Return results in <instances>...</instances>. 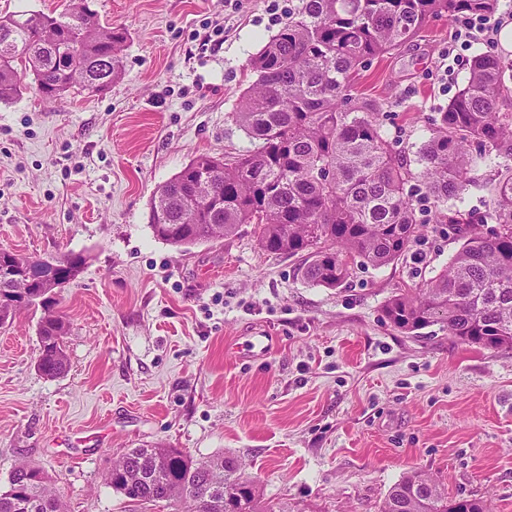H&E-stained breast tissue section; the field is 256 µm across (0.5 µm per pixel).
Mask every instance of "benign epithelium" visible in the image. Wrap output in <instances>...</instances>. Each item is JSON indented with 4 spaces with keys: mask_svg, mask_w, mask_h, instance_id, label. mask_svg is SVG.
<instances>
[{
    "mask_svg": "<svg viewBox=\"0 0 512 512\" xmlns=\"http://www.w3.org/2000/svg\"><path fill=\"white\" fill-rule=\"evenodd\" d=\"M69 264L60 263L56 259H42L39 263H19L11 257L4 259L0 264V277L15 284L22 281L26 291L18 294L10 291V297L1 298L0 302L12 306L30 304L37 306L53 298L56 291L66 285L70 277L66 275Z\"/></svg>",
    "mask_w": 512,
    "mask_h": 512,
    "instance_id": "obj_1",
    "label": "benign epithelium"
}]
</instances>
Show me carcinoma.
<instances>
[{"label": "carcinoma", "mask_w": 512, "mask_h": 512, "mask_svg": "<svg viewBox=\"0 0 512 512\" xmlns=\"http://www.w3.org/2000/svg\"><path fill=\"white\" fill-rule=\"evenodd\" d=\"M499 0H301L251 61L255 80L233 114L254 148L228 159L193 158L161 185L150 214L156 238L175 247L223 239L255 225L261 248L299 255L301 277L336 288L359 257L374 267L403 256L419 232L406 186L418 181L442 206L462 200L475 173L498 167L492 185L494 229L466 235L449 265L424 288L401 290L384 307L400 332L439 324L459 341L512 349V60L476 56L464 87L430 128L417 164L383 136L377 106L355 92L353 77L393 55L436 17L494 16ZM89 0H67L63 12L0 16V101L27 87L55 103L77 87L103 93L123 72L128 31L112 30ZM76 64L84 80L74 84ZM30 83H25V80ZM55 302L41 305L38 370L65 372L66 334ZM143 448L112 464L108 483L130 500L166 502L174 512H276L259 483L234 456L195 460L177 448H155L141 471ZM207 492L222 510L207 507ZM0 512H65L43 473L13 469ZM380 512H489L476 498L452 499L429 473L411 469L386 494Z\"/></svg>", "instance_id": "cac0c4a2"}]
</instances>
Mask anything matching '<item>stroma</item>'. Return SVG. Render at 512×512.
I'll return each instance as SVG.
<instances>
[{
    "mask_svg": "<svg viewBox=\"0 0 512 512\" xmlns=\"http://www.w3.org/2000/svg\"><path fill=\"white\" fill-rule=\"evenodd\" d=\"M299 3L92 0L103 25L129 33L121 79L55 104L32 89L0 102V247L85 259L57 294L63 374L37 369L40 310L0 325V491L28 464L65 512H171L107 481L127 449L162 445L237 457L283 512H379L413 467L449 497L512 512V350L437 325L407 335L384 315L462 245L422 190L410 251L380 268L354 259L336 288L301 279V257L264 252L250 224L188 248L152 232L158 187L191 159L252 149L233 119L249 60ZM458 25L430 22L357 78L408 159L473 57L501 51L456 43ZM256 328L271 349L241 351Z\"/></svg>",
    "mask_w": 512,
    "mask_h": 512,
    "instance_id": "1",
    "label": "stroma"
}]
</instances>
